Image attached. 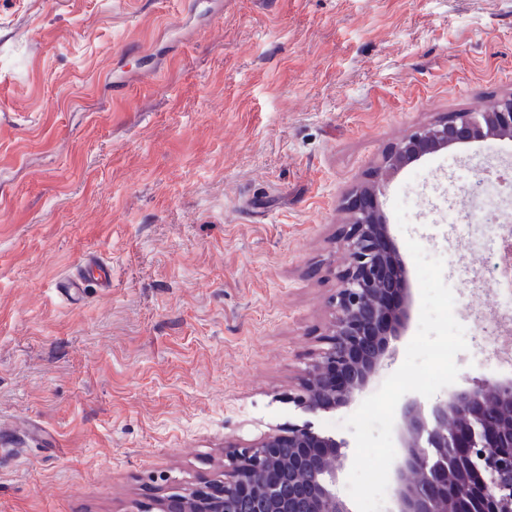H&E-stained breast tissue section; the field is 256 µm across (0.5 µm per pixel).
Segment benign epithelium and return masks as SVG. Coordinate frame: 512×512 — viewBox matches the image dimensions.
<instances>
[{"label": "benign epithelium", "instance_id": "7a95c632", "mask_svg": "<svg viewBox=\"0 0 512 512\" xmlns=\"http://www.w3.org/2000/svg\"><path fill=\"white\" fill-rule=\"evenodd\" d=\"M510 137L512 93L488 110L457 112L411 131L386 156L383 172L457 145ZM347 209L335 321L296 396L309 413L348 405L378 372L409 318L406 268L389 243L375 187L356 189ZM501 273L511 286L509 240ZM401 429L406 453L396 468L391 512H512V379L453 390L428 417L409 401ZM336 448L334 438L308 423L235 444L224 454V478L191 491L169 486L160 512H351L331 489L342 465Z\"/></svg>", "mask_w": 512, "mask_h": 512}]
</instances>
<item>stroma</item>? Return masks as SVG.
Segmentation results:
<instances>
[{"instance_id": "obj_1", "label": "stroma", "mask_w": 512, "mask_h": 512, "mask_svg": "<svg viewBox=\"0 0 512 512\" xmlns=\"http://www.w3.org/2000/svg\"><path fill=\"white\" fill-rule=\"evenodd\" d=\"M512 91V0H0V512H158L237 443L340 423L419 325L407 239L444 260L456 388L512 378L476 177L512 142L375 171L406 132ZM377 184L411 314L364 391L292 403L334 317L345 197ZM112 284L60 291L89 258Z\"/></svg>"}]
</instances>
